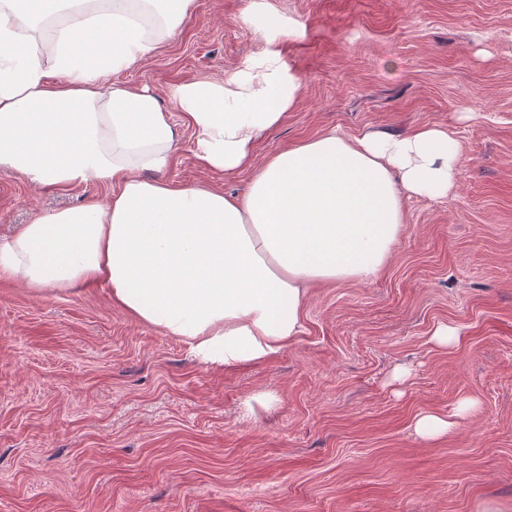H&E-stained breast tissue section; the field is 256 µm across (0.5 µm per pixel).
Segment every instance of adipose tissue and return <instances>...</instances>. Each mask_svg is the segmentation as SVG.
I'll list each match as a JSON object with an SVG mask.
<instances>
[{
    "label": "adipose tissue",
    "instance_id": "ef3b65f1",
    "mask_svg": "<svg viewBox=\"0 0 512 512\" xmlns=\"http://www.w3.org/2000/svg\"><path fill=\"white\" fill-rule=\"evenodd\" d=\"M151 2L164 17L156 30L131 0H0V170L110 190L0 242V276L36 293L96 283L205 364L263 361L301 333L312 283L379 276L405 229L403 198L447 196L461 146L437 126L332 130L256 162L257 139L302 93L277 44L306 28L272 20L241 70L170 89L200 167L250 173L247 193L158 179L177 137L172 115L149 88L114 76L153 54L195 0ZM50 17L51 37L41 25Z\"/></svg>",
    "mask_w": 512,
    "mask_h": 512
}]
</instances>
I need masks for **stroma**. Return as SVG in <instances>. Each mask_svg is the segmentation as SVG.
I'll use <instances>...</instances> for the list:
<instances>
[{
	"instance_id": "obj_1",
	"label": "stroma",
	"mask_w": 512,
	"mask_h": 512,
	"mask_svg": "<svg viewBox=\"0 0 512 512\" xmlns=\"http://www.w3.org/2000/svg\"><path fill=\"white\" fill-rule=\"evenodd\" d=\"M276 18L303 93L259 137L264 161L331 130L447 129L448 196L404 198L375 281L310 286L303 331L271 358L209 368L101 286L34 293L0 276V512H475L512 502V0H196L118 81L179 122L164 179L244 194L202 170L172 85L242 69ZM0 170V238L106 199ZM466 340L442 349L437 325ZM404 379H397V372ZM477 411L457 417L462 400ZM454 420L434 441L414 423Z\"/></svg>"
}]
</instances>
